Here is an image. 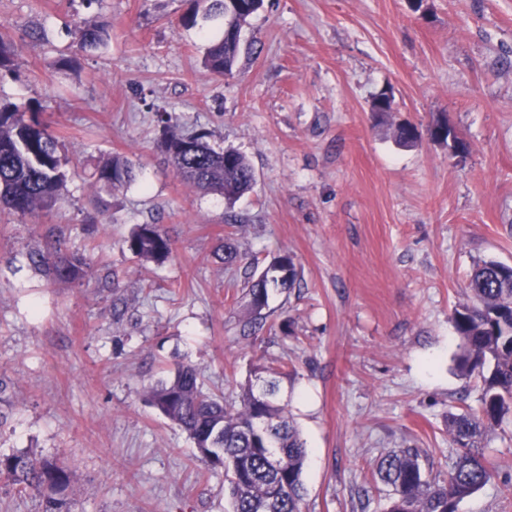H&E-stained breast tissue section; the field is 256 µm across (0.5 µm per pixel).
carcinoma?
Wrapping results in <instances>:
<instances>
[{"instance_id":"obj_1","label":"carcinoma","mask_w":512,"mask_h":512,"mask_svg":"<svg viewBox=\"0 0 512 512\" xmlns=\"http://www.w3.org/2000/svg\"><path fill=\"white\" fill-rule=\"evenodd\" d=\"M193 2L194 7L180 18L186 28L197 26L200 17L223 15L228 7L226 0ZM262 2L250 0L248 13L237 21V32L226 31L224 38L207 47L203 65L215 77L232 74L242 28ZM74 30L80 51L98 49L109 36L106 25L98 21L76 22ZM13 55L12 39L0 32V68L11 65ZM160 121L161 148L181 180L224 196L229 207L252 188L254 170L242 153L215 149L206 131L184 135L168 113ZM428 134L445 142L451 138L454 148L467 151L466 142L451 134L446 124L430 127ZM394 136L399 143L412 145L421 139V132L412 124H402ZM62 152L59 138L32 108L0 106V212L34 216L52 210L63 199L66 185ZM95 175L108 190L134 180L129 160L120 155L105 159ZM127 249L140 260L162 263L171 255L173 244L159 225L140 224L128 238ZM220 259L230 267L245 260L230 235L224 237ZM30 260L58 281H75L88 267L83 254L35 253ZM296 285L295 263L288 254L276 258L260 275H246L248 324L257 328L266 319L263 310L270 290L288 291ZM469 290L470 302L454 309L452 323L461 340L459 370L481 379L480 406L448 418V435L458 452L446 476L431 477L417 448H402L380 461L377 477L389 488L386 512H456L461 500L495 477L484 440L494 425L512 414V266L496 261L476 264ZM263 372L269 374L265 387L258 392L248 388L239 407L205 391L199 373L187 364L177 366L171 379L150 387L148 401L183 428L196 447L208 449L200 453L202 464L224 469L231 512H302L307 452L299 429L276 400L279 378L288 375V368L265 367ZM0 476L20 493L44 497L45 512H70L66 461L0 455Z\"/></svg>"}]
</instances>
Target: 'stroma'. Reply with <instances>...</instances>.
I'll use <instances>...</instances> for the list:
<instances>
[{
  "label": "stroma",
  "mask_w": 512,
  "mask_h": 512,
  "mask_svg": "<svg viewBox=\"0 0 512 512\" xmlns=\"http://www.w3.org/2000/svg\"><path fill=\"white\" fill-rule=\"evenodd\" d=\"M190 6L0 0L15 47L0 105H38L69 160L52 213L0 215V454L70 462L71 512H227L223 470L147 390L188 364L237 403L284 363L303 512H384L379 458L417 448L446 475L448 416L479 406L451 316L478 262L512 266V0H264L225 79L201 64L224 19L183 27ZM81 18L110 24L105 47L77 49ZM388 88L393 111H372ZM163 112L244 154L252 190L229 207L175 177ZM403 123L447 124L468 149L400 146ZM113 154L135 179L109 192L94 171ZM139 224L172 239L167 262L128 251ZM228 234L255 273L283 252L296 264L299 288L270 292L254 332L243 271L216 255ZM78 248L77 282L30 261ZM485 453L497 475L456 512H512V415Z\"/></svg>",
  "instance_id": "1"
}]
</instances>
